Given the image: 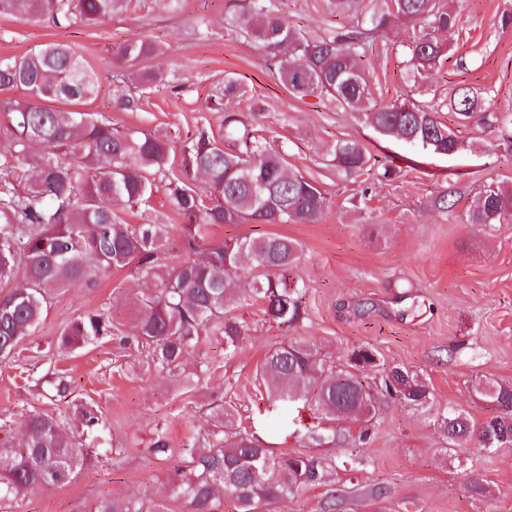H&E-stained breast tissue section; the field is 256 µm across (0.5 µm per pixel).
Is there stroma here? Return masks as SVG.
I'll use <instances>...</instances> for the list:
<instances>
[{
	"instance_id": "1",
	"label": "stroma",
	"mask_w": 512,
	"mask_h": 512,
	"mask_svg": "<svg viewBox=\"0 0 512 512\" xmlns=\"http://www.w3.org/2000/svg\"><path fill=\"white\" fill-rule=\"evenodd\" d=\"M227 2L129 0L110 19L70 28L0 15V58L19 57L48 43L68 44L102 85L81 111L106 112L113 123L175 141L200 127L220 130L223 113L207 110L206 103L222 89L225 74H234L246 95L227 99L228 108L244 112L251 98L260 99L271 146H286L293 167L321 183L332 201L317 224L212 226L211 246L239 235L277 234L298 241L305 314L287 331L268 320L261 304L237 305L234 315L246 333L237 354L225 358L223 339L212 336L185 362L189 371L199 361L209 362L210 380L202 388L185 392L172 387L165 375L148 369L144 354L128 341L130 309L124 299L138 284L136 267L112 272L93 287L58 291L34 335L20 343L13 360L0 363V425L16 429L27 414L70 413L86 403L98 406L104 424L91 442L90 465L66 486L27 495L14 512H76L106 493L164 495L179 463L178 449L202 441L208 405L219 397L234 403L235 426L282 451L298 448V434L309 428L357 437L359 425L328 421L301 403L270 409L255 373L270 349L292 338L310 341L338 364L355 349H373L384 365L421 374L436 408L455 405L478 423L494 409L474 395V385L485 380L512 385V224L465 221L486 179L512 186V151L498 131L464 127L460 136L477 139L479 149L453 156L422 154L380 138L327 102L294 99L255 44L226 21ZM272 5L311 37L349 21L330 0H272ZM455 5L459 32L452 55L430 79L424 99L441 102L462 81L486 93L487 111L512 114V27L500 25L502 13L512 14V0H456ZM136 33L165 46L153 65L183 91L175 96L161 88L148 95L140 110L113 113L112 51ZM409 35L407 27L394 29L388 50L372 55V92L379 103L409 91L402 64ZM340 138L362 140L379 162L395 166L399 177L381 183L369 171L337 174L328 167L325 152ZM447 186L458 191L448 217L430 207ZM104 306L111 308L119 329L78 350L56 349L68 322ZM49 369L64 374V396L48 399L32 387L30 372ZM158 425L167 429L174 448L163 460L148 452ZM443 446L429 416L384 400L370 439L360 449L363 466L337 470L333 488L307 489L280 503L278 512H325L331 495L337 512H512V448L481 452L466 447L447 456ZM472 474L487 484L488 496L473 495ZM373 488L382 495L367 500Z\"/></svg>"
}]
</instances>
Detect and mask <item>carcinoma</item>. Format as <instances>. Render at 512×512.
<instances>
[{"instance_id": "obj_1", "label": "carcinoma", "mask_w": 512, "mask_h": 512, "mask_svg": "<svg viewBox=\"0 0 512 512\" xmlns=\"http://www.w3.org/2000/svg\"><path fill=\"white\" fill-rule=\"evenodd\" d=\"M125 0H0V15L49 21L59 28L97 23L121 11ZM230 20L262 50L269 67L296 99L313 97L340 112H353L376 134L394 138L435 155H453L464 141L438 118L439 109L415 98L380 105L373 98L368 54L385 42L389 30L404 24L411 36L405 50L406 84L422 87L440 64L458 32V15L449 0H386L363 17L310 39L274 13L266 0L245 7L229 0ZM164 47L137 33L112 51L120 85L112 110L134 112L144 95L159 87L180 94L164 73L147 62ZM22 87L28 98L0 101L12 146L0 151V283H10L0 297V361L10 358L33 333L56 293L76 282L95 285L131 264L151 287L131 293L136 311L131 340L148 354L149 365L186 385H199L209 372L201 361L186 375L183 360L211 334L224 339V356L236 355L243 325L230 316L245 299L261 301L268 319L281 328L304 315L302 288L294 269L299 242L281 235L238 236L202 250L214 224H314L323 219L330 199L322 185L294 171L288 154L270 147L262 134L259 104L244 114L224 108V98L241 91L237 79L224 76V91L211 97L208 109L224 113V134L201 129L174 152L169 141L137 128L118 126L94 115L52 106L79 104L100 93L96 72L67 44L48 43L21 57L0 58V91ZM457 123L473 121L498 127L512 144V116L482 110V98L458 84L446 100ZM365 144L338 139L328 149L329 166L351 176L374 170L391 181L396 168H373ZM180 173H175V163ZM164 189L172 211L181 216L178 254L164 261L171 231L156 222L130 224L123 209L138 207ZM457 191H439L433 206L448 213ZM470 224H512V188L490 178L468 210ZM206 252L203 258L198 253ZM112 335V315L98 308L66 324L60 344L80 348ZM260 377L276 405L300 400L332 417L362 424L360 444L367 443L382 394L425 412L433 393L419 374L401 366L382 372L380 384L369 382L367 367L350 361L336 366L314 345L290 340L267 353ZM35 385L57 393L64 379L46 372ZM475 393L493 403L496 414L475 425L452 405L434 414V429L452 451L470 444L482 451L512 447V387L485 382ZM212 429L205 444L181 449L177 479L170 497L183 512H220L224 501L235 512H276V504L307 488L328 487L338 465L351 458L314 452H279L248 431L233 426V407H213ZM99 411L84 406L74 415L76 433L58 417L32 413L23 428L0 431V500L69 484L89 456L86 436L100 426ZM318 447L336 443V432L309 430ZM149 451L172 453L166 429L155 427ZM77 512H170L150 495L109 494Z\"/></svg>"}]
</instances>
